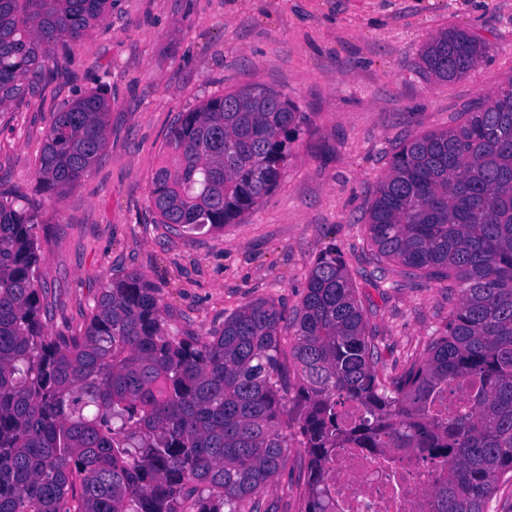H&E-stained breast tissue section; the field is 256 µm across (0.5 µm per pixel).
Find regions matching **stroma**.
Wrapping results in <instances>:
<instances>
[{"mask_svg": "<svg viewBox=\"0 0 512 512\" xmlns=\"http://www.w3.org/2000/svg\"><path fill=\"white\" fill-rule=\"evenodd\" d=\"M451 25L486 41L490 58L443 83L419 62ZM58 62L42 89L0 112V192L42 215L49 332L82 326L102 282L129 272L157 288L177 336L208 335L257 300L289 312L332 249L388 373L445 321L443 283L406 280L394 262L369 281L368 209L404 142L456 125L512 75V0H112ZM246 87L285 95L306 118L278 187L220 231L159 224L150 179L179 113ZM95 89L111 103L106 150L80 186L46 197L33 178L45 133L61 104ZM306 463L292 441L263 495L278 512H304Z\"/></svg>", "mask_w": 512, "mask_h": 512, "instance_id": "35a3bbf8", "label": "stroma"}]
</instances>
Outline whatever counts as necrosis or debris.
Segmentation results:
<instances>
[{"label": "necrosis or debris", "mask_w": 512, "mask_h": 512, "mask_svg": "<svg viewBox=\"0 0 512 512\" xmlns=\"http://www.w3.org/2000/svg\"><path fill=\"white\" fill-rule=\"evenodd\" d=\"M336 512H429L426 491L440 471L420 448L337 449L329 465Z\"/></svg>", "instance_id": "4bbe7bcc"}]
</instances>
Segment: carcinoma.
I'll list each match as a JSON object with an SVG mask.
<instances>
[{"label": "carcinoma", "instance_id": "carcinoma-1", "mask_svg": "<svg viewBox=\"0 0 512 512\" xmlns=\"http://www.w3.org/2000/svg\"><path fill=\"white\" fill-rule=\"evenodd\" d=\"M112 0H0V112L40 88L52 49ZM488 57L449 26L420 65L452 82ZM109 102L87 92L48 128L35 182L59 198L107 144ZM304 116L263 88L183 112L151 176L150 208L175 231L242 221L278 186ZM37 208L0 195V512H276L260 494L307 451L304 512H335L328 463L347 444L425 448L443 462L431 512H487L512 483V77L444 131L393 154L368 212L375 261L449 281L448 319L397 376L379 366L341 257L310 271L291 317L256 301L207 338L177 337L140 274L106 280L84 326L52 334ZM288 336H283V330ZM302 383L289 385L290 367ZM480 383L471 409L431 414L443 389ZM356 400L361 420L338 414Z\"/></svg>", "mask_w": 512, "mask_h": 512}]
</instances>
